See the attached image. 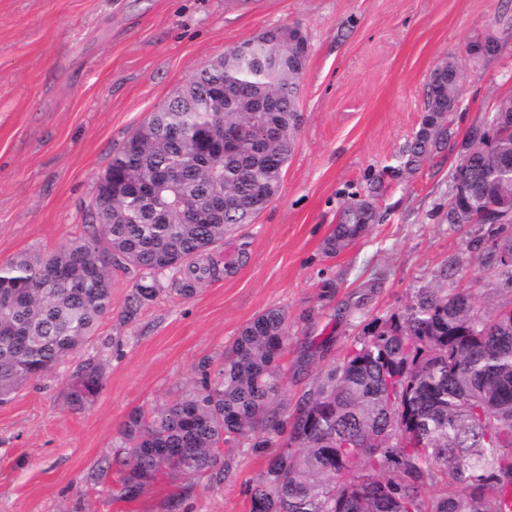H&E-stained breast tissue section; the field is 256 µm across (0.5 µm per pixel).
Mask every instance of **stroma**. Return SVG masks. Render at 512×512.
<instances>
[{
	"label": "stroma",
	"instance_id": "obj_1",
	"mask_svg": "<svg viewBox=\"0 0 512 512\" xmlns=\"http://www.w3.org/2000/svg\"><path fill=\"white\" fill-rule=\"evenodd\" d=\"M292 25L310 49L277 196L204 254L217 274L191 296L165 278L126 319L134 280L113 268L112 309L83 346L0 405V512H250L252 486L320 373L419 290L512 307L491 251L512 223L448 221L465 134L512 96V0H0V262L84 235L98 178L141 122L225 51ZM491 36L499 55L470 54ZM449 57L462 79L448 148L403 171L427 77ZM365 196L375 223L328 253L340 212ZM271 308L286 313L290 339L274 404L281 429L264 447L227 439L223 475H163L131 502L88 482L133 409L184 394L201 361L219 365ZM89 358L102 361L105 386L75 412L65 393Z\"/></svg>",
	"mask_w": 512,
	"mask_h": 512
}]
</instances>
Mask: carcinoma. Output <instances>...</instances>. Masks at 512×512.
Wrapping results in <instances>:
<instances>
[{"label":"carcinoma","mask_w":512,"mask_h":512,"mask_svg":"<svg viewBox=\"0 0 512 512\" xmlns=\"http://www.w3.org/2000/svg\"><path fill=\"white\" fill-rule=\"evenodd\" d=\"M280 58L267 66L266 47ZM298 26L266 30L225 53L240 65L200 69L112 155L105 175L113 194L95 193L86 233L51 254H20L0 264V404L29 380L76 351L111 306L109 267L125 263L136 280L126 316L181 274L189 294L216 275L193 262L247 223L278 194L300 121L297 99L308 57ZM454 71L441 63L426 82L420 127L404 162L416 169L448 145V116L458 99ZM234 151L209 159L202 141L228 131ZM463 139L455 170L457 209L466 222L512 198V132L495 134L487 152ZM224 189V209L212 206ZM368 199L339 216L327 248L351 243L375 221ZM288 344L285 314L271 309L246 325L212 371L201 362L191 391L149 413L133 410L112 463L89 475L113 498L131 501L162 474L224 472V435H263L279 428L274 402ZM104 386L100 363L86 361L66 394L79 411ZM286 448L251 490L252 512H512V309L479 312L466 294L424 288L405 314L349 349L298 404Z\"/></svg>","instance_id":"obj_1"}]
</instances>
